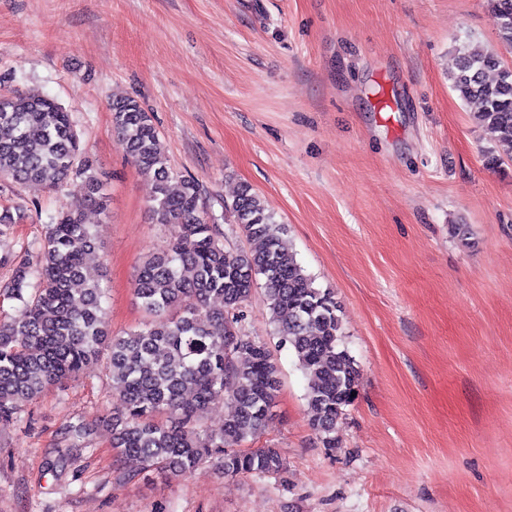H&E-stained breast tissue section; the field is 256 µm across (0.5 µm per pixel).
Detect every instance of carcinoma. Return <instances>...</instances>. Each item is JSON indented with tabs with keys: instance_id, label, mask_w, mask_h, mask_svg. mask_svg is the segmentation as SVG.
Masks as SVG:
<instances>
[{
	"instance_id": "carcinoma-1",
	"label": "carcinoma",
	"mask_w": 512,
	"mask_h": 512,
	"mask_svg": "<svg viewBox=\"0 0 512 512\" xmlns=\"http://www.w3.org/2000/svg\"><path fill=\"white\" fill-rule=\"evenodd\" d=\"M499 43L512 49V0H492ZM452 87L478 105L475 122L512 153V69L497 52L463 49ZM112 127L139 170L154 182L153 223L168 230V247L138 265L134 294L141 325L112 334L105 321L103 276L86 272L98 247L84 212L107 209L105 182L83 152L69 112L54 98L0 95V181L39 182L52 189L81 180L73 207L44 226L14 268L8 292L16 315L0 323V419L19 418L24 403L77 375L108 352V396L118 415L112 448L172 476L214 467L226 477L284 469L273 447L247 448L271 418L279 388L268 347L240 334L241 309L258 280L282 343L293 350L307 379L311 425L326 448L336 447V425L355 397L360 372L342 343L339 306L312 281L283 244V224L248 185L224 201V214L258 243L250 253L224 247L202 210L199 184L179 180L167 165L148 112L131 96L112 101ZM220 298L222 307L208 304ZM248 357L239 364L238 352ZM229 399L224 424L200 422L210 404Z\"/></svg>"
}]
</instances>
